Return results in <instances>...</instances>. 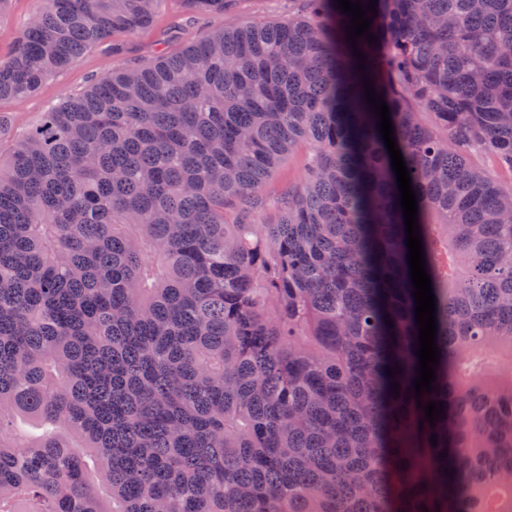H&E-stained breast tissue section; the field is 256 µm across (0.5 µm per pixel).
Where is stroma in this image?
Listing matches in <instances>:
<instances>
[{"mask_svg": "<svg viewBox=\"0 0 512 512\" xmlns=\"http://www.w3.org/2000/svg\"><path fill=\"white\" fill-rule=\"evenodd\" d=\"M288 8V0H233L226 16L193 17L188 15L184 0H165L151 26L134 33L114 32L107 42L87 51L64 72L51 76L37 94L0 101V114L11 121L10 134L0 140V150L9 151L13 141L36 125L49 106L80 92L91 78L107 69L143 62L196 43L223 20L267 23L287 17ZM311 158V150L302 147L278 167L264 189V221H275L281 197L303 183Z\"/></svg>", "mask_w": 512, "mask_h": 512, "instance_id": "35a3bbf8", "label": "stroma"}]
</instances>
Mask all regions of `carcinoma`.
<instances>
[{"label":"carcinoma","instance_id":"cac0c4a2","mask_svg":"<svg viewBox=\"0 0 512 512\" xmlns=\"http://www.w3.org/2000/svg\"><path fill=\"white\" fill-rule=\"evenodd\" d=\"M32 2L0 100L163 0ZM291 2L101 74L0 155V512H512V186L468 157L512 174V0H376L363 60L337 0ZM366 80L417 196L433 427ZM312 152L301 147L289 154L268 181L265 189V222H274L279 214V202L288 189L299 187L305 178L311 162Z\"/></svg>","mask_w":512,"mask_h":512}]
</instances>
